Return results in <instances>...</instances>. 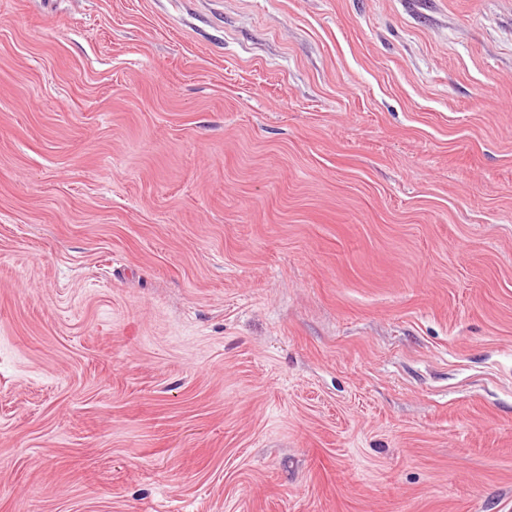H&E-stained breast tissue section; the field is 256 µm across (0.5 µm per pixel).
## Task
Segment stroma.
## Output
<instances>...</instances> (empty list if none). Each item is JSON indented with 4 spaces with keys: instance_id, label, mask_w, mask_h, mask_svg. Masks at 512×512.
I'll list each match as a JSON object with an SVG mask.
<instances>
[{
    "instance_id": "obj_1",
    "label": "stroma",
    "mask_w": 512,
    "mask_h": 512,
    "mask_svg": "<svg viewBox=\"0 0 512 512\" xmlns=\"http://www.w3.org/2000/svg\"><path fill=\"white\" fill-rule=\"evenodd\" d=\"M0 512H512V0H0Z\"/></svg>"
}]
</instances>
